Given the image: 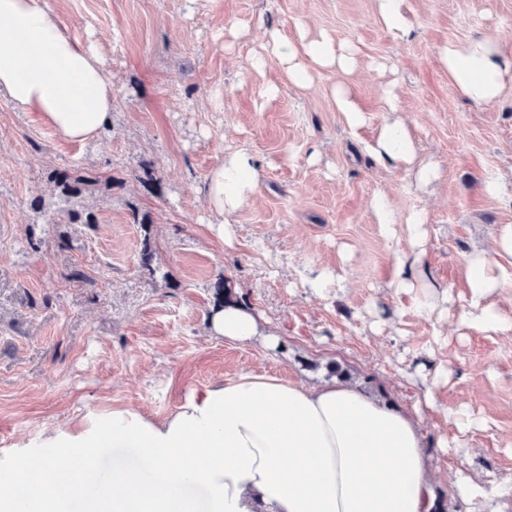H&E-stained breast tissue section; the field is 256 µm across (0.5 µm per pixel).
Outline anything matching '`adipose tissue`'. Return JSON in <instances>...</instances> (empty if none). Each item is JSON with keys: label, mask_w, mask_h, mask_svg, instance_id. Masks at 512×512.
<instances>
[{"label": "adipose tissue", "mask_w": 512, "mask_h": 512, "mask_svg": "<svg viewBox=\"0 0 512 512\" xmlns=\"http://www.w3.org/2000/svg\"><path fill=\"white\" fill-rule=\"evenodd\" d=\"M268 50L289 81L309 87L316 69L347 68L331 39L295 43L272 32ZM448 78L479 104L512 88V56L489 34L448 44ZM0 95L39 113L70 140L94 138L112 116V80L95 43L72 39L46 0H0ZM384 168L425 176L403 123L368 144ZM255 170L235 153L211 174L207 199L220 219L247 198ZM468 261L460 325L512 331L493 295L512 285V233ZM214 336L247 343L255 313L213 310ZM433 464L419 416L339 381L306 386L242 371L191 394L155 419L133 409L22 438L0 455V512H434Z\"/></svg>", "instance_id": "obj_1"}]
</instances>
